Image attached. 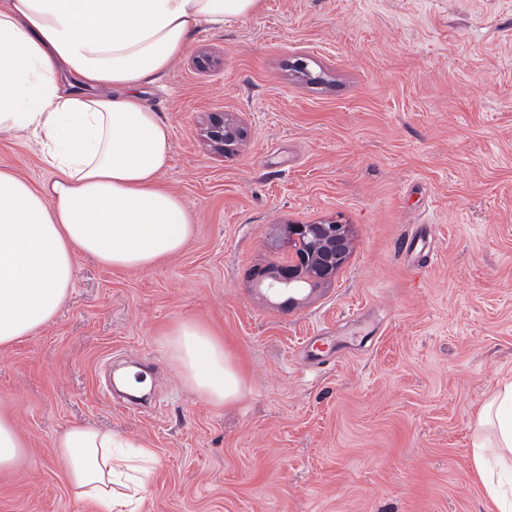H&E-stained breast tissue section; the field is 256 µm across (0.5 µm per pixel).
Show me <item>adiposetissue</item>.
<instances>
[{
  "instance_id": "obj_1",
  "label": "adipose tissue",
  "mask_w": 512,
  "mask_h": 512,
  "mask_svg": "<svg viewBox=\"0 0 512 512\" xmlns=\"http://www.w3.org/2000/svg\"><path fill=\"white\" fill-rule=\"evenodd\" d=\"M261 0H0V130H33L53 176L33 188L0 170V346L35 334L74 284L82 252L106 268L149 269L178 254L194 233L181 198L161 188L171 129L144 105L143 88L189 48L192 32L255 13ZM167 350L189 388L207 402L236 401L242 374L223 341L183 320ZM472 464L499 512L512 495L487 471L512 468V379L477 416ZM75 494L98 512H139L148 483L128 475L153 459L76 426L60 437Z\"/></svg>"
}]
</instances>
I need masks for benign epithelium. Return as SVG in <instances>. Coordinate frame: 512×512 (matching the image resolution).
I'll use <instances>...</instances> for the list:
<instances>
[{
    "mask_svg": "<svg viewBox=\"0 0 512 512\" xmlns=\"http://www.w3.org/2000/svg\"><path fill=\"white\" fill-rule=\"evenodd\" d=\"M244 135L242 120L231 112L211 116L205 128L207 141L220 153ZM273 247L288 249L292 259L264 269L259 277L285 288L301 282L313 292L335 279L351 253L352 239L347 225L337 220L288 224L284 233L273 241Z\"/></svg>",
    "mask_w": 512,
    "mask_h": 512,
    "instance_id": "1",
    "label": "benign epithelium"
}]
</instances>
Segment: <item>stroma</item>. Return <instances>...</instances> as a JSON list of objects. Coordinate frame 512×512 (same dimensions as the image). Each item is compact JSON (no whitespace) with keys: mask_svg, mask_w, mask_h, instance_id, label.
<instances>
[{"mask_svg":"<svg viewBox=\"0 0 512 512\" xmlns=\"http://www.w3.org/2000/svg\"><path fill=\"white\" fill-rule=\"evenodd\" d=\"M142 97L171 128L159 180L194 234L149 270L76 254L57 315L0 349V417L24 443L0 512H96L57 456L75 425L151 444L141 512H498L471 451L512 379V0H262L197 29ZM213 112L247 126L232 152L203 137ZM0 169L52 176L23 131L0 132ZM330 218L347 262L277 307L257 279L288 259L272 239ZM416 227L433 265L397 249ZM183 319L223 339L235 402L180 378L163 339ZM319 333L334 349L312 371L301 342ZM128 368L149 381L135 404L113 385Z\"/></svg>","mask_w":512,"mask_h":512,"instance_id":"1","label":"stroma"}]
</instances>
